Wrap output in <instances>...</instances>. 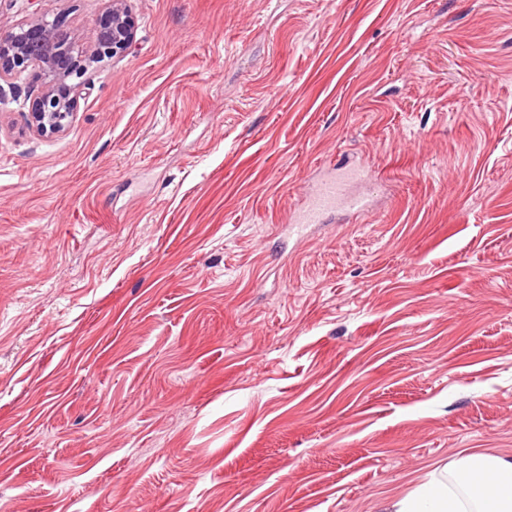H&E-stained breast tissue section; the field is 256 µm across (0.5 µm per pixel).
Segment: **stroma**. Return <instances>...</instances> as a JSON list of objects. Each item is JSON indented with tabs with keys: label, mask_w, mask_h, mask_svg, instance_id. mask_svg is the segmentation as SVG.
Listing matches in <instances>:
<instances>
[{
	"label": "stroma",
	"mask_w": 512,
	"mask_h": 512,
	"mask_svg": "<svg viewBox=\"0 0 512 512\" xmlns=\"http://www.w3.org/2000/svg\"><path fill=\"white\" fill-rule=\"evenodd\" d=\"M71 126L0 93V512H383L512 460V0H129ZM80 43L105 0H51ZM367 163L374 211L298 224Z\"/></svg>",
	"instance_id": "obj_1"
}]
</instances>
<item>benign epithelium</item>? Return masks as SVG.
Returning <instances> with one entry per match:
<instances>
[{"mask_svg":"<svg viewBox=\"0 0 512 512\" xmlns=\"http://www.w3.org/2000/svg\"><path fill=\"white\" fill-rule=\"evenodd\" d=\"M128 0H107V7L95 21V41L84 47L64 31L59 17L48 19L43 11L12 26L0 37V82L20 78L30 66L42 87L28 104L29 128L40 137H53L67 130L77 111L86 84H72L106 58L125 54L135 43L138 24Z\"/></svg>","mask_w":512,"mask_h":512,"instance_id":"benign-epithelium-1","label":"benign epithelium"}]
</instances>
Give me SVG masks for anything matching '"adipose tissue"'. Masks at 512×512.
<instances>
[{
  "label": "adipose tissue",
  "mask_w": 512,
  "mask_h": 512,
  "mask_svg": "<svg viewBox=\"0 0 512 512\" xmlns=\"http://www.w3.org/2000/svg\"><path fill=\"white\" fill-rule=\"evenodd\" d=\"M483 479L482 492L461 502L445 476H431L413 493L389 502L384 512H512V461L485 453L464 456L456 470L459 479L471 472Z\"/></svg>",
  "instance_id": "adipose-tissue-1"
}]
</instances>
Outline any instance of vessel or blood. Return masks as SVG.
Returning a JSON list of instances; mask_svg holds the SVG:
<instances>
[{"label": "vessel or blood", "mask_w": 512, "mask_h": 512, "mask_svg": "<svg viewBox=\"0 0 512 512\" xmlns=\"http://www.w3.org/2000/svg\"><path fill=\"white\" fill-rule=\"evenodd\" d=\"M370 173L363 167L337 164L317 179L311 188L305 207L299 212L296 221L300 224H319L325 216L342 209L355 215L365 214L368 201L358 191V184L368 183Z\"/></svg>", "instance_id": "1"}]
</instances>
